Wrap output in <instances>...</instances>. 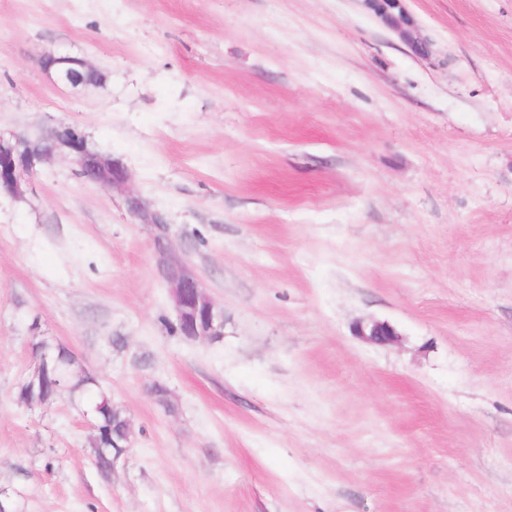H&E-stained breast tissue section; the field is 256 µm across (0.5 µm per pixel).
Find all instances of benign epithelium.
<instances>
[{
  "label": "benign epithelium",
  "mask_w": 512,
  "mask_h": 512,
  "mask_svg": "<svg viewBox=\"0 0 512 512\" xmlns=\"http://www.w3.org/2000/svg\"><path fill=\"white\" fill-rule=\"evenodd\" d=\"M366 9L373 12L383 23L419 56L430 54L429 43L421 38L413 18L407 13L403 0H363ZM46 70L55 69L59 82L79 86L89 80H98V69L85 60L75 57L57 56L51 52L40 58ZM70 65L62 71L60 65ZM61 146L83 157L82 168L85 181L109 189L125 185L128 176L125 169L110 157L89 151L84 144L72 139H54L45 143L31 142L20 136L0 135V193L14 198L24 194L26 173L36 163L51 159ZM130 213L155 228L154 246L161 256L160 272L170 288V297L176 317L185 324L184 335L190 339L216 338L224 335V313L206 292L197 275L173 248L170 224L159 211L145 208L139 197H127ZM356 334L363 339L383 343L396 336L389 324L376 320L359 322Z\"/></svg>",
  "instance_id": "1"
}]
</instances>
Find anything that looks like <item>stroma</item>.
Masks as SVG:
<instances>
[{"instance_id":"stroma-1","label":"stroma","mask_w":512,"mask_h":512,"mask_svg":"<svg viewBox=\"0 0 512 512\" xmlns=\"http://www.w3.org/2000/svg\"><path fill=\"white\" fill-rule=\"evenodd\" d=\"M404 7L429 57L361 0H0V135L68 127L128 174L63 147L0 196L12 512H512V0ZM130 194L222 338L176 332ZM40 341L87 395L18 403ZM102 395L131 425L106 476ZM40 63L46 70L54 68L58 81L66 85L79 86L92 84L99 79V70L80 58L56 56L51 52H47L41 56ZM64 63L66 64L62 66L63 68L69 65H74L77 68L70 67L67 71L62 72L60 65ZM79 69H81L83 73H81ZM87 77H91L92 80H87ZM355 331L357 336L375 343L388 342L392 337L398 336L389 324L376 320L358 322L355 326ZM33 347H52L48 343L41 341ZM50 349V348H49ZM56 360V371H50L46 380L45 396L47 403L52 401L59 393L54 392L52 384H57L62 379L70 390L78 395H83L91 386L95 385V380L90 376H86L83 370L77 365L72 356L64 348L57 346L50 349Z\"/></svg>"}]
</instances>
